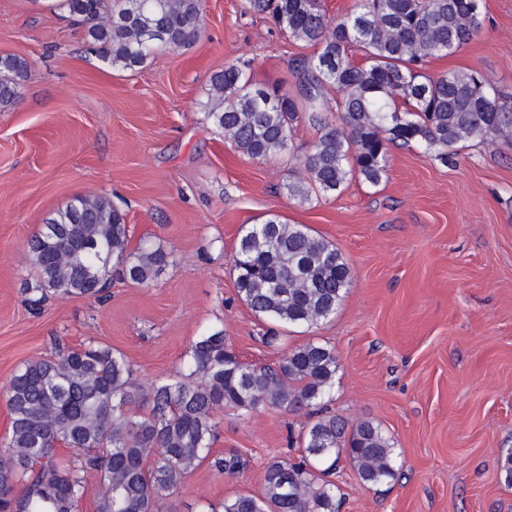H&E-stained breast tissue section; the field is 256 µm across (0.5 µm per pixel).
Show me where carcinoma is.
Here are the masks:
<instances>
[{
    "label": "carcinoma",
    "instance_id": "1",
    "mask_svg": "<svg viewBox=\"0 0 512 512\" xmlns=\"http://www.w3.org/2000/svg\"><path fill=\"white\" fill-rule=\"evenodd\" d=\"M57 8L84 25L88 51L117 71L143 68L159 49L191 47L203 25L202 0H57ZM243 9L316 52L290 61L295 85L286 94L253 83L249 60L224 66L210 78L205 117L235 151L265 160L293 153L306 120L318 136L298 159L305 178L286 185L302 203L339 194L354 178L378 185L390 144L418 145L446 164L463 140L512 143V99L483 74L423 72L482 32L480 0H361L360 10L335 20L317 0H243ZM353 47L363 63L351 60ZM28 70L25 58L0 55L1 104L19 97ZM331 90L336 120L326 107ZM28 251L32 311L51 297L98 298L114 272L148 284L171 263L160 245L131 248L125 214L100 195L55 211ZM233 267L238 297L270 324L266 344L280 339L279 327L329 318L352 282L331 242L278 216L242 230ZM186 357L182 372L148 386L121 353L94 341L25 363L6 388L0 512H77L90 473L105 487L95 512H175L172 495L201 465L228 476L246 467L242 455L213 450L225 407L304 411L310 421L296 439L299 461H269L260 494H238L208 512H339L328 476L343 463L367 486L396 479L394 444L379 424L323 409L338 368L330 345L309 341L259 366L216 330ZM61 448L77 454L64 460Z\"/></svg>",
    "mask_w": 512,
    "mask_h": 512
}]
</instances>
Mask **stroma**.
<instances>
[{
    "instance_id": "35a3bbf8",
    "label": "stroma",
    "mask_w": 512,
    "mask_h": 512,
    "mask_svg": "<svg viewBox=\"0 0 512 512\" xmlns=\"http://www.w3.org/2000/svg\"><path fill=\"white\" fill-rule=\"evenodd\" d=\"M203 4L191 48L118 72L87 52L82 26L52 0H0V55L30 64L19 98L0 105V390L58 342L110 345L147 386L217 329L259 365L321 341L338 358L330 411L379 423L401 469L374 487L337 470L340 512H512L498 469L512 451V145L467 140L447 166L393 146L379 185L355 179L336 196L291 200L296 158L238 154L204 105L210 76L240 60L252 61L255 82L291 92L290 59L313 49L244 13L242 0ZM481 4V34L426 70L474 69L510 97L512 0ZM85 194L111 199L132 243L163 245L172 262L150 285L116 277L104 301L54 297L32 314L28 241ZM272 215L335 245L353 280L328 320L270 346L237 295L232 255L242 229ZM218 418L214 450H239L248 467L235 476L199 467L178 512L260 494L266 464L296 458L289 439L308 422L272 409Z\"/></svg>"
}]
</instances>
